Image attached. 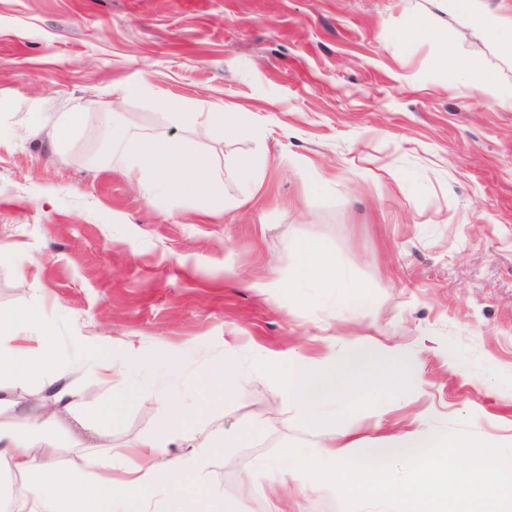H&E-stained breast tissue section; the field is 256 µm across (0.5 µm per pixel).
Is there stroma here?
I'll use <instances>...</instances> for the list:
<instances>
[{
  "label": "stroma",
  "instance_id": "stroma-1",
  "mask_svg": "<svg viewBox=\"0 0 512 512\" xmlns=\"http://www.w3.org/2000/svg\"><path fill=\"white\" fill-rule=\"evenodd\" d=\"M421 23L436 39L407 40ZM478 59L496 81L478 92ZM215 105L250 113L259 134L201 132L168 120ZM83 118L66 137L49 127ZM132 123L195 142L237 198L240 157L261 190L211 215L190 197H153L102 152ZM314 240L363 285L374 315L337 310L336 291L297 277L293 247ZM0 313L30 334L50 328V368L0 381L11 419L69 389L82 401L89 336L113 357L156 356L140 373L115 365L96 384L112 420L65 415L56 459L135 448L164 418L142 402L161 389L184 412L224 416L204 479L244 512H275L252 485L316 451L282 394L252 373L266 359L305 364L354 342L399 347L415 388L373 391L327 409L362 436L410 432L438 459L443 441L484 442L512 458V61L429 0H0ZM228 365L249 383L210 405L200 379ZM284 512H358L332 486ZM440 64L444 68H448V65L463 68L473 78L476 88L480 91L494 81L493 76L487 73L477 60L472 59L460 64L450 47L444 51Z\"/></svg>",
  "mask_w": 512,
  "mask_h": 512
}]
</instances>
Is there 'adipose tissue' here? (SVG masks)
I'll list each match as a JSON object with an SVG mask.
<instances>
[{
  "instance_id": "ef3b65f1",
  "label": "adipose tissue",
  "mask_w": 512,
  "mask_h": 512,
  "mask_svg": "<svg viewBox=\"0 0 512 512\" xmlns=\"http://www.w3.org/2000/svg\"><path fill=\"white\" fill-rule=\"evenodd\" d=\"M439 11H450L467 19L485 39L498 44L504 55L512 57V16L487 14L481 0H430ZM176 122L204 131L230 127L238 136L254 132L247 112H227L211 108L207 112H177ZM114 169L145 180L159 195L172 200L201 196L214 201L224 198V186L211 172L210 162L186 140L170 147L164 140L141 133L135 126L122 128L112 138ZM296 273L299 277L330 284L346 285L343 273L334 270L320 246L313 241L296 244ZM43 339L27 334L9 318L0 315V378L25 380L41 375L48 361ZM416 372L404 353L394 348L354 344L341 357L328 356L288 371L284 395L292 400L302 425L312 433L324 432L322 409L328 404H350L373 390H401L413 385ZM144 400L164 404V425L144 440L139 448H114L106 456L88 458L84 468L72 472L60 468L49 454L53 442L45 434L71 403L66 390L53 393L41 404L10 423L0 422V460L29 480L16 512H146L155 496H172L187 481H199L212 450L201 447L191 454L169 456L167 448L174 432L192 438L185 426L183 410L165 403L161 392L146 388ZM321 448L306 454L288 449V474L274 478L268 490L305 493L311 485L330 484L345 494L380 498L384 512H491L501 500L512 499V474L502 472L496 448L483 443H450L443 450L444 460L461 459L457 468V494L453 501L432 499L429 476L417 473L414 463L418 441L409 435L377 439L364 458L351 454L355 443L346 427H338ZM381 457L402 466L399 480L385 486L362 482L358 472L368 460ZM488 473L487 481L477 484L473 470Z\"/></svg>"
}]
</instances>
